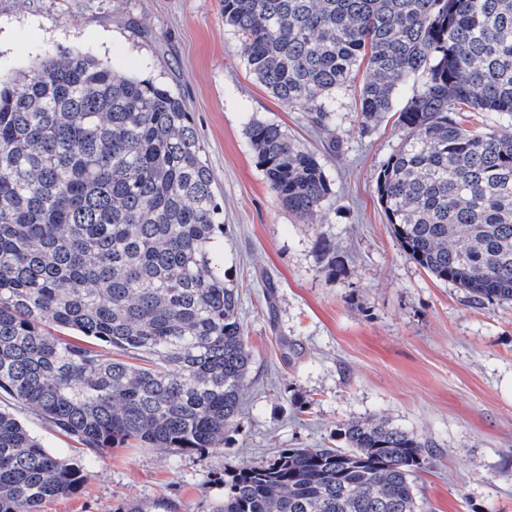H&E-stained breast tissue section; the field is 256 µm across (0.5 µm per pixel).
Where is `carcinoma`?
<instances>
[{
    "label": "carcinoma",
    "instance_id": "obj_1",
    "mask_svg": "<svg viewBox=\"0 0 512 512\" xmlns=\"http://www.w3.org/2000/svg\"><path fill=\"white\" fill-rule=\"evenodd\" d=\"M249 70L318 131L360 65V133L402 130L376 189L392 234L473 301L512 303V0H223ZM403 107L394 110L404 90ZM270 189L303 220L331 195L320 158L247 122ZM223 208L187 104L166 85L59 49L0 84V395L91 454L224 444L254 367L238 288L211 244ZM328 274L341 263L325 241ZM343 448L224 468L210 512H424L432 442L374 417ZM92 460L45 448L0 410V512L73 494Z\"/></svg>",
    "mask_w": 512,
    "mask_h": 512
}]
</instances>
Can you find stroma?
Listing matches in <instances>:
<instances>
[{
    "label": "stroma",
    "instance_id": "stroma-1",
    "mask_svg": "<svg viewBox=\"0 0 512 512\" xmlns=\"http://www.w3.org/2000/svg\"><path fill=\"white\" fill-rule=\"evenodd\" d=\"M59 48L185 100L224 210L215 248L241 293L255 366L245 414L223 447L109 449L76 493L42 512L161 500L174 512H210L226 466L281 448L339 447L337 424L366 417L433 442V465L416 480L425 512H512V304L474 302L393 237L376 179L402 136L394 117L361 134L352 90L333 133L310 127L250 72L223 0H0V79ZM251 119L280 125L321 157L332 194L307 219L270 189L247 138ZM332 139L339 152L329 151ZM323 240L342 257L336 274L323 269ZM0 409L71 455L74 441L30 410L4 396Z\"/></svg>",
    "mask_w": 512,
    "mask_h": 512
}]
</instances>
